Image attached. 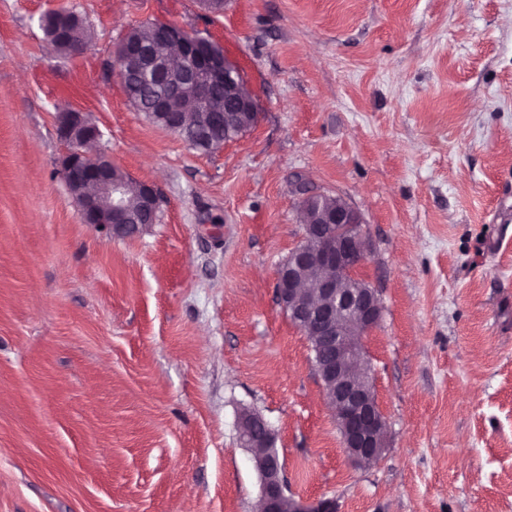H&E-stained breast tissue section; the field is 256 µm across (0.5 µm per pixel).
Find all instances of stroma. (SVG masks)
Instances as JSON below:
<instances>
[{"mask_svg": "<svg viewBox=\"0 0 512 512\" xmlns=\"http://www.w3.org/2000/svg\"><path fill=\"white\" fill-rule=\"evenodd\" d=\"M62 5L81 54L44 39ZM146 21L222 47L257 126L204 155L137 112L113 49ZM64 110L158 188L157 223H82ZM320 193L362 214L382 305L364 348L387 447L366 468L276 299ZM246 411L294 496L512 512V0H0V512H255ZM66 14L82 21L73 9L67 8ZM68 16L50 10L43 14L40 19L47 44L54 51L65 55L75 52L76 45L85 48L90 42V34L86 27L71 23ZM82 47H79L77 52L82 51Z\"/></svg>", "mask_w": 512, "mask_h": 512, "instance_id": "stroma-1", "label": "stroma"}]
</instances>
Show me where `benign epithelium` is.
I'll return each mask as SVG.
<instances>
[{"mask_svg": "<svg viewBox=\"0 0 512 512\" xmlns=\"http://www.w3.org/2000/svg\"><path fill=\"white\" fill-rule=\"evenodd\" d=\"M156 29L159 50L152 76L194 91L202 111L213 121L221 119L210 99V91L217 86L230 95H239L243 107L261 116L254 96L242 95L245 82L224 52L174 24L160 22ZM142 65L140 48L124 44L116 58L118 72L124 75ZM57 123L60 139L72 146L62 158L61 171L82 222L110 237L124 235L131 228L127 224L125 183L113 179L111 167L95 162L94 155L84 152L99 140L100 131L81 112H60ZM140 189L154 224L159 195L154 186L144 182ZM325 198V194L316 196L320 200L316 207L309 204L308 196L300 204L310 221L303 224L301 243L279 268L277 298L280 304H288L311 341L326 350L315 363L316 373L334 410L344 451L356 465L370 467L387 447V424L374 392L363 338L378 323L381 304L376 290L356 276L369 251L361 214L340 197L328 206L322 204ZM238 434L259 476L261 512H337L334 499L309 502L288 493L283 463L275 448L276 436L259 415L244 412ZM258 448L265 452H256Z\"/></svg>", "mask_w": 512, "mask_h": 512, "instance_id": "7a95c632", "label": "benign epithelium"}]
</instances>
